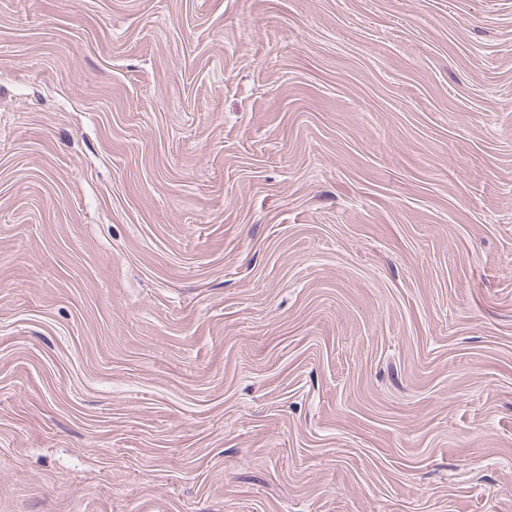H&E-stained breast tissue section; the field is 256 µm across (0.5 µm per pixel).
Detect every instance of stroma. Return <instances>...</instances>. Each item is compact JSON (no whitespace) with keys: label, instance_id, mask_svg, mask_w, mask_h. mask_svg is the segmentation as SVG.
<instances>
[{"label":"stroma","instance_id":"obj_1","mask_svg":"<svg viewBox=\"0 0 512 512\" xmlns=\"http://www.w3.org/2000/svg\"><path fill=\"white\" fill-rule=\"evenodd\" d=\"M0 512H512V0H0Z\"/></svg>","mask_w":512,"mask_h":512}]
</instances>
